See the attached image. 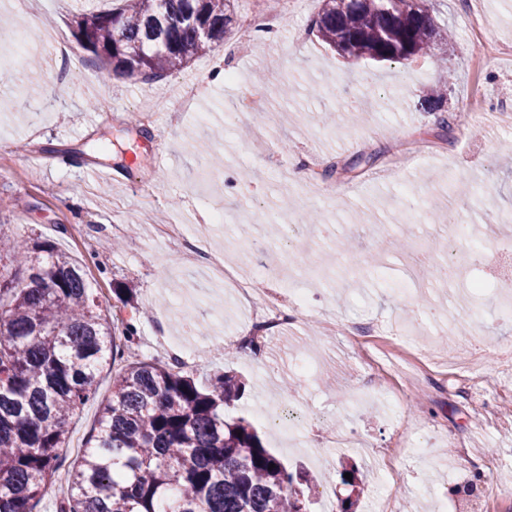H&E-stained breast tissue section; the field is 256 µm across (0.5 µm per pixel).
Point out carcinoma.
Here are the masks:
<instances>
[{"instance_id":"obj_1","label":"carcinoma","mask_w":512,"mask_h":512,"mask_svg":"<svg viewBox=\"0 0 512 512\" xmlns=\"http://www.w3.org/2000/svg\"><path fill=\"white\" fill-rule=\"evenodd\" d=\"M235 24L236 0H117L76 20L104 77L142 79L180 70ZM310 31L352 62L410 61L440 34L418 0H323ZM3 257L0 512H34L69 418L109 365L110 397L58 512H307L304 477L224 413L244 392L236 375L203 387L172 361L129 360L132 327L109 325L76 260L48 241L0 236Z\"/></svg>"}]
</instances>
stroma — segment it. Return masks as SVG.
<instances>
[{"label": "stroma", "mask_w": 512, "mask_h": 512, "mask_svg": "<svg viewBox=\"0 0 512 512\" xmlns=\"http://www.w3.org/2000/svg\"><path fill=\"white\" fill-rule=\"evenodd\" d=\"M472 0H427L435 24L454 31V50L435 44L406 63L351 64L296 26L311 27L323 2L290 16L279 33L240 54L239 32L155 80L103 78L94 55L80 46L79 0H0V234L50 241L82 262L93 296L108 320L136 331L133 358L165 359L158 339L182 343L196 358L189 373L206 384L232 371L245 383L229 416L252 421L263 445L287 466L302 464L332 503L351 492L341 466L354 462L365 492L375 496L374 458L388 465L390 512H512V373L499 358L512 344V316L500 305L512 294V125L496 135H469L474 112L512 113V65L479 56L460 14ZM483 12L484 39L512 45V0H473ZM40 28L76 47L83 67L68 81L64 60L38 45ZM235 74L218 81L214 67ZM199 88L176 122L153 116L160 99L177 101L182 86ZM447 82L442 107L423 100ZM266 89L267 113L256 124L241 100L254 83ZM448 128H440L439 119ZM311 157L353 173L324 178L321 187L289 171ZM288 198L283 216L291 237L273 236L269 257L249 253L265 233L268 206ZM467 212L475 249L448 259L442 231L455 211ZM224 215L208 223L211 212ZM175 224L206 252L223 251L229 267L279 308L294 292L308 295L311 313L264 341V357L244 356L233 339L250 326L204 259L188 260L156 237ZM486 284L470 300L462 280ZM407 285L402 296L394 285ZM479 326L477 370L436 369L401 395L387 381L365 380L371 337L347 334L366 320L396 324L433 355L455 349L460 325ZM310 354V372L298 370ZM111 369L100 374L97 401L67 424L61 473H69L93 434L100 402L110 394ZM274 407L277 422L257 417ZM417 445L434 457H396L415 420ZM354 431L355 447L313 450L311 438Z\"/></svg>", "instance_id": "35a3bbf8"}]
</instances>
